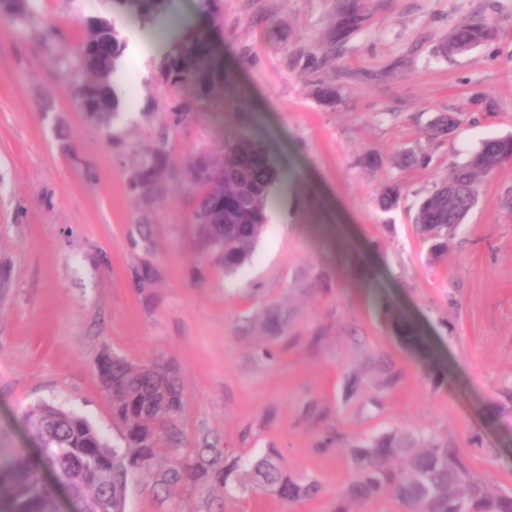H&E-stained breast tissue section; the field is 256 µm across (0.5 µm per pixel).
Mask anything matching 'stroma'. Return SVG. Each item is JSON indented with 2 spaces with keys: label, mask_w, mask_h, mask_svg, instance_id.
Segmentation results:
<instances>
[{
  "label": "stroma",
  "mask_w": 512,
  "mask_h": 512,
  "mask_svg": "<svg viewBox=\"0 0 512 512\" xmlns=\"http://www.w3.org/2000/svg\"><path fill=\"white\" fill-rule=\"evenodd\" d=\"M347 2L359 25L334 46L337 0H224L212 44L234 94L177 134L175 159L243 125L288 178L250 263L229 277L198 248L185 183L169 178L163 200L138 210L124 154L71 105L56 61L81 19L111 17V0H30L41 26L64 32L49 46L0 13V448L33 451L28 416L42 403L116 440L91 370L107 350L175 363L185 447L215 442L245 457L275 448L294 475L322 485L316 498L288 503L240 496L224 512H397L386 498L343 497L355 477L351 446L397 428L447 439L478 476L512 491V161L482 181L447 252L431 254L413 222L455 164L483 139L512 133V0ZM476 20L495 27L492 41L440 53L455 27ZM200 21L197 0H173L161 21L118 30L151 44ZM156 64L153 52L124 58L118 78L132 86L114 132L125 143L191 96L163 85ZM321 85L337 90L335 103L318 97ZM445 112L468 120L427 139ZM417 147L429 164L394 166ZM366 154L378 165L362 166ZM391 180L404 190L386 212L377 198ZM145 260L158 278L141 292L132 273ZM270 305L288 312L271 361L255 341ZM397 320L418 328L423 358ZM385 363L397 375L389 387ZM209 500L196 485L161 505L139 478L125 512H207Z\"/></svg>",
  "instance_id": "stroma-1"
}]
</instances>
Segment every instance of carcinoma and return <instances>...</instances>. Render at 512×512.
Returning <instances> with one entry per match:
<instances>
[{"label": "carcinoma", "instance_id": "carcinoma-1", "mask_svg": "<svg viewBox=\"0 0 512 512\" xmlns=\"http://www.w3.org/2000/svg\"><path fill=\"white\" fill-rule=\"evenodd\" d=\"M172 0H112V13L142 24L166 16ZM223 0H198V11L209 26H190L162 52L156 69L162 82L175 89L190 88L194 101H179L167 121L136 144L112 133L119 121L122 89L114 80L126 47L113 21L91 17L96 47L77 41L70 55L58 59L67 78V91L79 112L92 109L87 120L103 133L109 146L124 150L127 184L140 210L160 202L166 180L178 173L190 193V214L204 224L194 227L202 253L233 275L250 259L269 223V212L286 184L284 172L266 143L240 126L224 133V142L202 150L178 164L174 136L195 119V107L224 96V74L210 45V28L224 20ZM0 12L23 30L34 26L28 0H0ZM495 29L484 21L462 24L440 47L446 56L466 54L491 41ZM466 118L463 112L436 117L428 128L434 139L450 135ZM512 160V134L485 139L468 159L454 167L417 206L414 223L432 254L448 250V234L462 223L480 196L483 178ZM428 157L414 149L400 154L399 166L424 165ZM401 198V185H385L379 203L391 210ZM265 335L258 337L262 355L271 360L269 346L288 327L277 305L263 315ZM92 370L100 391L112 408L118 441L108 444L85 418L50 403L34 411L32 457L0 448V512H59L55 486L42 473L54 472L74 496L91 497L98 512H124L128 479L151 477L150 491L164 503L185 485L208 484L230 499L261 491L283 502L311 499L321 490L314 479L290 473L279 453L267 449L246 460L206 443L185 448L175 432L184 392L178 370L168 359L135 363L105 352ZM356 480L348 496L372 500L386 496L403 512H512V495L476 477L448 441L428 432L393 430L353 448Z\"/></svg>", "mask_w": 512, "mask_h": 512}]
</instances>
